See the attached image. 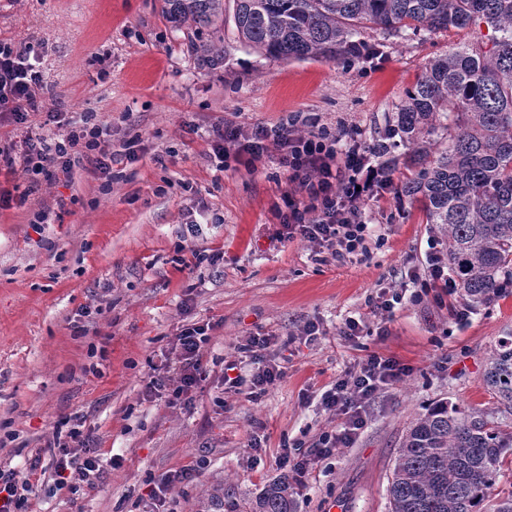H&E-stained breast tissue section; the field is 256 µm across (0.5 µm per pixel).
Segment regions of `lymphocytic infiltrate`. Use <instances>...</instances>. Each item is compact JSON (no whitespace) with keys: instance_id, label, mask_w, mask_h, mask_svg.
Instances as JSON below:
<instances>
[{"instance_id":"f902f5d3","label":"lymphocytic infiltrate","mask_w":512,"mask_h":512,"mask_svg":"<svg viewBox=\"0 0 512 512\" xmlns=\"http://www.w3.org/2000/svg\"><path fill=\"white\" fill-rule=\"evenodd\" d=\"M41 56L28 42L0 40V118L22 130V141L0 143V169L30 175L31 185H38L40 175L69 176L74 165L88 161L95 176L111 177L113 154L104 147L111 129L110 122L74 121L66 113L41 112L37 94L44 86ZM44 115L46 123L66 127L59 138L33 133V118ZM338 136L324 131L299 134L294 121L274 126L257 127L250 135H242L228 125L212 130L210 147L222 162L240 160L242 156L261 158L273 152L281 167L309 203L301 206L289 202L282 222L292 233L309 244L330 251L332 255L352 254L364 249L369 235L367 225L358 221L356 203L374 185V169L367 148L355 145L338 153ZM209 341L206 327L193 325L181 331L174 346V356L166 365L165 375L152 378L150 392L171 391L175 400L191 405L195 390L205 369L203 348ZM271 336L256 334L242 344V352L250 354L257 366L249 382L253 394L266 392L282 372L278 365L266 360ZM408 367L394 358L376 354L365 359L359 371L337 379L322 395L325 410L343 418L340 429L323 434L309 452H283L280 468L286 469L294 483H304L310 468L332 455L336 448L349 445L365 425L364 405L384 386L407 376ZM54 470L60 487L80 481L95 486L101 474V459L90 448L79 428H70L66 436H54Z\"/></svg>"}]
</instances>
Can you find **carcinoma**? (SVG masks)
<instances>
[{"label":"carcinoma","mask_w":512,"mask_h":512,"mask_svg":"<svg viewBox=\"0 0 512 512\" xmlns=\"http://www.w3.org/2000/svg\"><path fill=\"white\" fill-rule=\"evenodd\" d=\"M173 27L199 33L224 20L223 0H161ZM241 42L274 59L354 63L362 34H434L481 24L492 47L464 43L425 65L371 147L385 181L411 177L397 197L434 224L461 297L486 305L512 284V0H232ZM408 151L393 156L394 139ZM495 411L446 400L412 423L388 481V512H512V336L498 343L484 375ZM293 482H269L250 512H297Z\"/></svg>","instance_id":"obj_1"}]
</instances>
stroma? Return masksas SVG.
<instances>
[{"mask_svg":"<svg viewBox=\"0 0 512 512\" xmlns=\"http://www.w3.org/2000/svg\"><path fill=\"white\" fill-rule=\"evenodd\" d=\"M218 35L224 57L209 65L158 0H0V40L29 39L44 55L43 111L111 121L115 154L108 183L79 164L30 195L23 171L0 175L12 196L0 209V468H26L66 420L90 433L102 459L97 487L75 494L53 470L37 473L22 512H244L280 475L283 448L338 429L320 396L371 354L397 359L409 376L374 395L355 440L294 492L298 512H388L396 450L427 404L497 405L484 372L512 336V295L461 319L440 289L411 283L425 275L435 237L395 194L406 170L358 203L373 230L367 253L335 257L288 236L278 211L306 195L275 157L221 171L209 146L216 124L247 134L294 114L339 134V150L371 146L431 58L490 42L492 31L372 30L365 40L379 53L352 65L270 58L229 23ZM133 138L131 162L121 150ZM190 247L224 258L191 270L181 263ZM388 287L402 299L386 311ZM350 318L365 330L354 342L340 333ZM194 323L211 330L193 404L146 396ZM257 333L276 336L266 356L282 376L255 398L225 389L224 365L250 378L255 365L238 347ZM190 467L194 478L151 497L157 480Z\"/></svg>","mask_w":512,"mask_h":512,"instance_id":"stroma-1","label":"stroma"}]
</instances>
